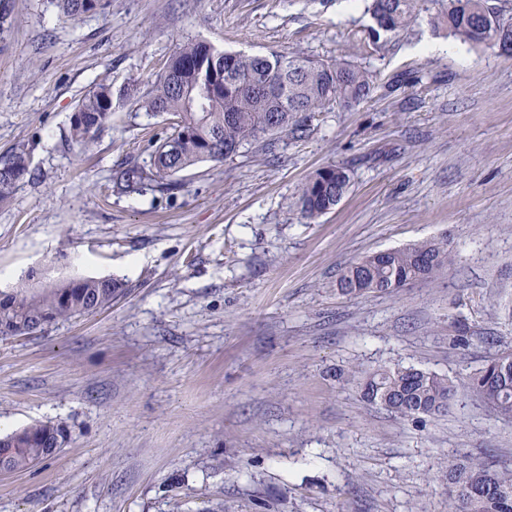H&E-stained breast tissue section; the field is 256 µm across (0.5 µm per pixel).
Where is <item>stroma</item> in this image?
<instances>
[{"instance_id":"1","label":"stroma","mask_w":512,"mask_h":512,"mask_svg":"<svg viewBox=\"0 0 512 512\" xmlns=\"http://www.w3.org/2000/svg\"><path fill=\"white\" fill-rule=\"evenodd\" d=\"M104 3L71 21L55 0H10L0 26V158L26 148L33 170L0 207V289L32 269L124 285L97 312L0 337V436L67 433L0 476V512H448L449 455L512 465V419L466 385L512 351V55L427 13L359 51L363 0ZM195 41L411 80L200 162L176 189L117 193L113 170L150 167L170 126L126 89ZM104 80L112 117L78 152L71 117ZM328 165L350 188L307 219L301 189ZM421 241L454 253L434 281L337 292L350 262ZM394 365L453 380L448 413L407 422L336 379Z\"/></svg>"}]
</instances>
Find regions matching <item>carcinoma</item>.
Here are the masks:
<instances>
[{"mask_svg": "<svg viewBox=\"0 0 512 512\" xmlns=\"http://www.w3.org/2000/svg\"><path fill=\"white\" fill-rule=\"evenodd\" d=\"M375 27L363 49L378 48L380 35L412 26L434 5L433 21L448 36L469 45L489 44L512 54V0H367ZM63 14L77 19L104 8L102 0H58ZM392 83L348 61H322L300 53L218 52L201 42L179 47L168 71L139 97L140 108L175 117L154 152L151 169L116 173L113 188L138 194L145 182L170 189L174 178L202 161L222 162L244 145L277 133H302L317 112L348 107ZM71 119L73 144L88 147L112 114V84L103 81L78 103ZM30 173V152L16 149L0 159V206ZM348 172L338 166L317 170L299 197L312 219L332 209L347 193ZM453 262L446 243L422 241L380 250L350 263L336 287L343 295L392 294L417 281H432ZM122 284L112 278H62L42 283L27 273L12 288L0 290V336H26L60 320L90 314L112 304ZM512 354L497 353L468 378V387L500 415L512 418ZM336 378L355 385L363 401L404 420L422 423L444 414L455 385L444 375L415 367L382 366L336 370ZM64 431L49 423L30 425L0 437V454L21 472L48 459L65 442ZM448 512H512V468L489 458L448 459Z\"/></svg>", "mask_w": 512, "mask_h": 512, "instance_id": "obj_1", "label": "carcinoma"}]
</instances>
